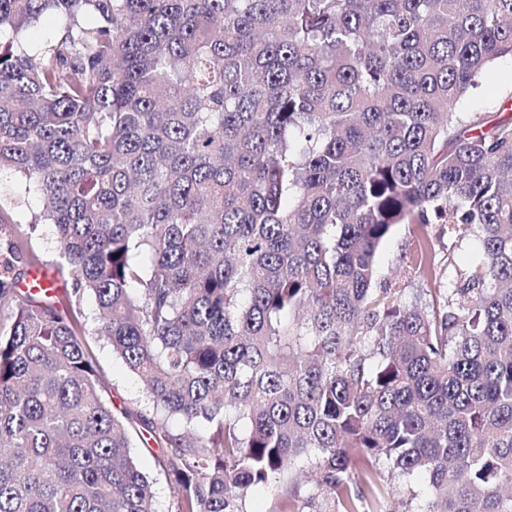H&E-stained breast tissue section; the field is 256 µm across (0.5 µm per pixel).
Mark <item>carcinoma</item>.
I'll use <instances>...</instances> for the list:
<instances>
[{
    "instance_id": "1",
    "label": "carcinoma",
    "mask_w": 512,
    "mask_h": 512,
    "mask_svg": "<svg viewBox=\"0 0 512 512\" xmlns=\"http://www.w3.org/2000/svg\"><path fill=\"white\" fill-rule=\"evenodd\" d=\"M506 54L512 0H0V170L145 394L114 413L1 263L0 512H155L149 438L175 512H390L414 474L417 512H512V115L458 110ZM400 224L406 276L431 224L481 259L408 304L375 287ZM64 24V19L58 15H49L43 18L38 26L26 32L27 47L32 52L40 50L50 37L55 36L63 28ZM166 448L159 447L153 440L148 444L137 440L136 458L139 466L153 479L155 508L158 512H174L173 490L162 467ZM398 485L400 488L392 506L406 510L403 512L418 510L419 504L423 502L430 492L428 482L420 477H411L408 480L400 481Z\"/></svg>"
}]
</instances>
